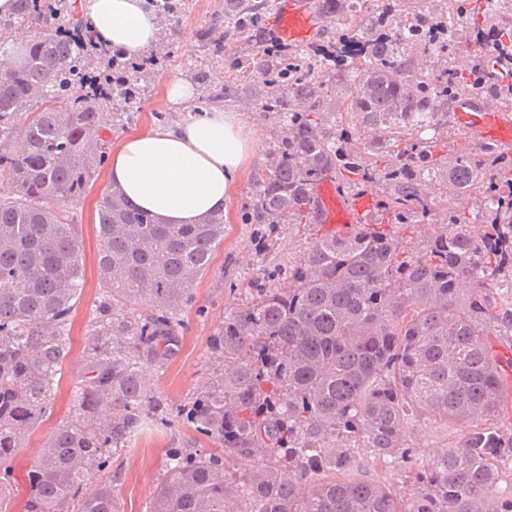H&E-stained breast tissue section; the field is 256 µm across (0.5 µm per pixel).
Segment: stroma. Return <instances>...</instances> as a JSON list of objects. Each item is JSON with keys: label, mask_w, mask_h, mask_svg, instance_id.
Masks as SVG:
<instances>
[{"label": "stroma", "mask_w": 512, "mask_h": 512, "mask_svg": "<svg viewBox=\"0 0 512 512\" xmlns=\"http://www.w3.org/2000/svg\"><path fill=\"white\" fill-rule=\"evenodd\" d=\"M191 8L178 15H159L160 42L155 54L162 66L149 69L139 79L140 97L127 123L113 127L104 138L117 147L129 134L156 123L177 124L183 117L181 107H164V85L173 78L189 80L198 97L220 94L223 88L235 90L224 101L228 111L243 113L255 141L256 158L239 175L236 189L224 210V242L215 253L208 272L196 285V305L184 314L185 329L177 355L160 371H153L155 388L173 403L190 398L203 384L217 362L209 339L224 319V310L245 304L241 290L256 276L260 267L280 266L299 261L322 236L326 228L319 221L306 225L276 224L267 235L258 227L245 223L244 206L256 181L274 160V149L282 136L284 115L268 112L262 106L267 88L259 77L241 81L236 70L212 61L209 46L224 42L226 53L237 57L250 55L249 41L225 42L224 14L229 0H191ZM106 171L96 180L80 202L74 203L69 215L74 219L82 241L85 287L72 321V351L63 368L62 383L48 418L31 432L24 448L13 461L14 506H21L28 492V472L33 458L51 427L66 417L70 407L69 383L83 367L85 326L93 314L98 297V209L109 190ZM465 430L464 424L417 421L407 434V442L416 462H429L455 447ZM174 444L198 446L211 450L212 445L197 438L181 425L142 434L119 458L120 477L113 487L121 512H145L157 479L163 469L164 450Z\"/></svg>", "instance_id": "stroma-1"}]
</instances>
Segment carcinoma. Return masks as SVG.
I'll list each match as a JSON object with an SVG mask.
<instances>
[{"mask_svg":"<svg viewBox=\"0 0 512 512\" xmlns=\"http://www.w3.org/2000/svg\"><path fill=\"white\" fill-rule=\"evenodd\" d=\"M374 30L350 37L344 62L272 56L261 4L234 5L233 40L253 37L257 53L235 59L243 78L261 76L271 112L288 111L276 161L245 206L249 224H300L315 214L324 177L337 184L384 183L368 221L321 236L299 262L261 269L241 307L224 310L210 338L223 362L184 404L158 392L147 365L164 368L181 346L182 313L224 241V213L199 224H161L117 190L98 209L102 288L85 330L84 363L70 386L71 416L56 425L28 472L20 512H120L108 477L152 423L180 422L217 444L165 449L147 512H512L499 492L512 465V431L500 427L503 361L493 338L512 334V154L484 144L476 154L439 151L448 101L496 81L495 59L453 57L438 43L437 12L395 21L394 0H377ZM330 18L351 0H322ZM497 32L504 53L512 24L494 0H457ZM21 19L40 25L22 61L0 72V512H12L11 463L30 429L51 410L71 352L73 314L84 286L82 246L67 205L86 193L112 125V103L82 96L86 51L65 34L88 21L57 0H27ZM426 57L415 66L403 48ZM114 97L132 109L137 61L112 56ZM343 87V96L336 88ZM296 102L300 107L293 108ZM360 115L345 126L342 110ZM21 139L25 148L12 152ZM435 183L438 195L427 191ZM485 212L475 229L454 204L467 193ZM441 210L442 230L408 246L394 230ZM467 424L458 446L412 465L406 432L417 420ZM407 469L405 486L343 478L353 449ZM254 470L234 476L231 461ZM328 473L326 482L312 478ZM99 476V487L83 494Z\"/></svg>","mask_w":512,"mask_h":512,"instance_id":"obj_1","label":"carcinoma"}]
</instances>
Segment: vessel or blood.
<instances>
[{
    "label": "vessel or blood",
    "mask_w": 512,
    "mask_h": 512,
    "mask_svg": "<svg viewBox=\"0 0 512 512\" xmlns=\"http://www.w3.org/2000/svg\"><path fill=\"white\" fill-rule=\"evenodd\" d=\"M322 21L316 0H278L272 33L290 46L301 47L310 43ZM453 120L478 141L512 151V102L465 94L453 107ZM315 205L320 223L346 230L368 221L374 209V196L364 189L344 191L335 179L327 178L316 187Z\"/></svg>",
    "instance_id": "vessel-or-blood-1"
}]
</instances>
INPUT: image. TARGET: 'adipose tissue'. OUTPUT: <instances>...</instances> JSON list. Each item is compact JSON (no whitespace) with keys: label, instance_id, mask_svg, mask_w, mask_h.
Segmentation results:
<instances>
[{"label":"adipose tissue","instance_id":"ef3b65f1","mask_svg":"<svg viewBox=\"0 0 512 512\" xmlns=\"http://www.w3.org/2000/svg\"><path fill=\"white\" fill-rule=\"evenodd\" d=\"M96 40L127 55L159 41V23L146 0H80ZM254 155L242 113L186 111L176 125L154 124L112 152L111 187L129 204L164 224H194L224 209L238 174Z\"/></svg>","mask_w":512,"mask_h":512}]
</instances>
